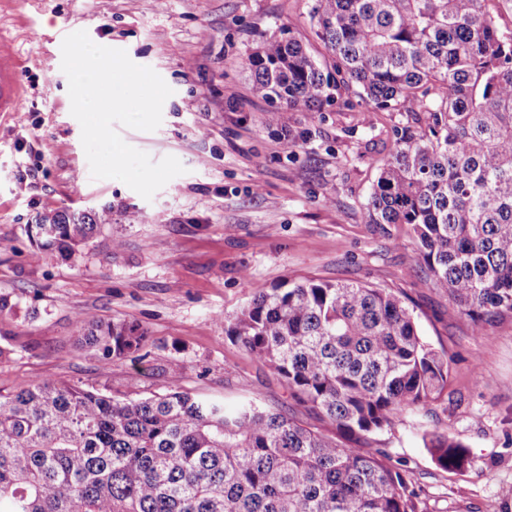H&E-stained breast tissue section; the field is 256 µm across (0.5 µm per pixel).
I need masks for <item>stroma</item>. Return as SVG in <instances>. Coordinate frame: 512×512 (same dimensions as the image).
Returning a JSON list of instances; mask_svg holds the SVG:
<instances>
[{
  "label": "stroma",
  "mask_w": 512,
  "mask_h": 512,
  "mask_svg": "<svg viewBox=\"0 0 512 512\" xmlns=\"http://www.w3.org/2000/svg\"><path fill=\"white\" fill-rule=\"evenodd\" d=\"M312 0H0L17 36L27 90L21 121L0 116V393L37 382L122 398L170 386L234 406L256 398L332 437L335 426L295 401L268 367L224 332L259 293L316 279L395 293L423 339L452 356L445 396L373 435L418 495L420 512H512V318L474 334L420 265L409 228L364 223L362 206L401 112L353 103L321 119L282 113L265 125L242 62L261 35L292 27L315 50ZM83 30L125 50L172 88L153 131L120 128L126 143L185 174L143 199L92 178L61 69L66 35ZM111 209L112 223L73 257L32 258L28 227L52 210ZM144 220L127 224L122 214ZM120 249H113V239ZM139 326L143 359H102L82 347L79 312ZM485 371L474 382L473 366ZM464 445V470L438 468L426 434Z\"/></svg>",
  "instance_id": "35a3bbf8"
}]
</instances>
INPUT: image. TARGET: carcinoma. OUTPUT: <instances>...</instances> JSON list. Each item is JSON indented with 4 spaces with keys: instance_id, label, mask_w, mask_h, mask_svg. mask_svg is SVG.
Masks as SVG:
<instances>
[{
    "instance_id": "cac0c4a2",
    "label": "carcinoma",
    "mask_w": 512,
    "mask_h": 512,
    "mask_svg": "<svg viewBox=\"0 0 512 512\" xmlns=\"http://www.w3.org/2000/svg\"><path fill=\"white\" fill-rule=\"evenodd\" d=\"M502 12L512 0H314L309 19L328 57L280 27L243 62L271 105L268 124L284 110L316 118L345 94L409 114L363 220L409 226L433 286L476 334L512 317V30L497 27ZM111 223L109 209L57 212L29 232L69 258ZM76 325L105 359L146 346L138 327L89 310ZM224 331L338 438L256 401L39 382L0 394V512H418L405 474L361 451L448 388V358L395 294L306 280L258 294ZM425 448L445 471L467 464L448 433Z\"/></svg>"
}]
</instances>
